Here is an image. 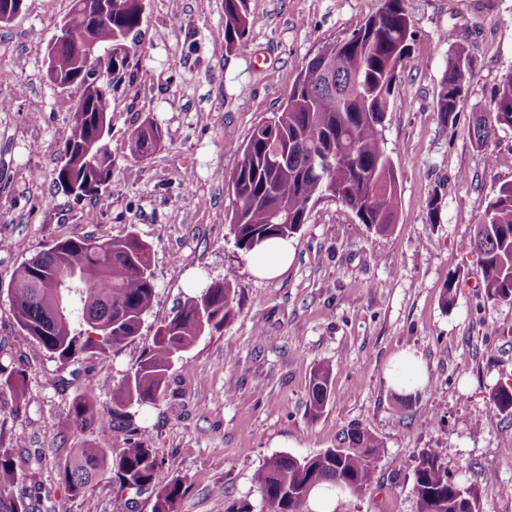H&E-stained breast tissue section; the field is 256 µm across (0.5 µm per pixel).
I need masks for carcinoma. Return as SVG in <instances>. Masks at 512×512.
<instances>
[{"instance_id":"1","label":"carcinoma","mask_w":512,"mask_h":512,"mask_svg":"<svg viewBox=\"0 0 512 512\" xmlns=\"http://www.w3.org/2000/svg\"><path fill=\"white\" fill-rule=\"evenodd\" d=\"M82 2L71 0L66 16L73 36L88 24ZM143 13L142 0H122L121 9L95 27L97 46L112 49V81L105 85L108 95L128 75L129 42L136 39ZM256 25L248 0H224L227 52L238 49ZM413 37L405 0H384L381 11L350 35L320 50L332 63L334 89L322 83L317 58L303 66L286 105L252 129L230 177L236 201L231 226L238 249L248 253L264 240L293 237L306 223L309 205L329 197L354 213L360 223L379 232L393 224L397 180L383 122ZM447 42L438 112L445 121L453 122L466 97L459 86V72L463 69L473 78L474 63L456 35L449 34ZM52 72L64 81L72 77L92 80L96 75L92 63L64 41L54 47ZM501 127L512 128L511 74L500 84L490 117L477 118L470 133L480 143ZM109 132V118L77 102L63 144L64 163L56 170L57 183L64 192L81 198L96 196L106 188L112 177V154L106 142ZM161 138V130L152 124L138 127L129 138L130 156L135 160L145 157ZM465 249L476 257V271L488 298L512 302V183L501 185L488 202ZM61 280L76 284L63 297L55 288ZM155 290L150 248L134 233L122 238L74 236L56 241L15 270L10 303L18 325L17 340L38 347L63 366L85 356L105 360L115 348L139 336ZM233 301L234 290L226 279L187 299L156 326L143 357L112 388L111 406H99L97 384L83 379V394L72 404L68 426L83 432L130 424V407L158 398L174 361L204 332L218 330L231 320ZM61 305L64 313L59 315ZM88 311L101 321L100 328L88 325ZM332 382V369L326 365L315 369L308 388L313 415L322 412ZM4 391L10 394L15 412L27 407L19 368L0 366V393ZM489 402L498 413L512 415V385L498 386ZM382 447L378 437L353 427L339 449L328 448L303 458L275 456L272 463L257 470L255 482L268 512H308L313 490L324 483L360 497ZM159 464L151 442L135 433L127 446L117 451L96 442L74 449L61 480L79 495L110 472L119 490L139 491L152 483ZM414 490L419 512H480L476 490L448 477L433 448L423 449L417 457ZM183 493L182 481L172 480L156 492L152 512H176ZM31 498L13 455L0 448V512H33Z\"/></svg>"}]
</instances>
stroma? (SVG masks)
Returning <instances> with one entry per match:
<instances>
[{
  "instance_id": "1",
  "label": "stroma",
  "mask_w": 512,
  "mask_h": 512,
  "mask_svg": "<svg viewBox=\"0 0 512 512\" xmlns=\"http://www.w3.org/2000/svg\"><path fill=\"white\" fill-rule=\"evenodd\" d=\"M384 0H249L261 23L235 52L224 48V0H144L130 76L109 99L112 179L100 196L75 199L53 177L78 87L46 74V48L70 0H24L0 24V363L20 366L29 404L13 414L0 396V432L20 436L13 452L37 512H151L153 496L119 492L109 479L72 495L60 469L87 441L124 447L123 430L66 425L80 380L36 347L17 344L8 295L15 268L73 235L136 233L151 248L156 297L137 339L107 361L85 358L101 405L140 360L154 327L186 298L230 280L234 316L205 333L170 370L165 391L131 408L162 463L156 485L181 479L177 512H268L255 483L270 458L336 447L354 425L383 443L367 492L339 494L336 512H419L416 457L435 449L448 474L475 488L482 512H512V415L494 413L491 392L512 384V303L488 298L474 256L463 250L489 200L512 183V129L479 143L469 129L490 112L512 74V0H405L415 39L384 121L398 177L395 222L381 233L332 199L310 207L293 237L295 257L279 278L254 276L231 232L229 179L255 125L287 101L302 67L350 34ZM456 31L475 64L465 103L444 124L438 93ZM163 131L149 155L132 159L130 134ZM439 198L440 223L427 203ZM455 301L442 306L449 277ZM412 350L429 382L407 403L385 372ZM322 364L334 371L322 413L308 387Z\"/></svg>"
}]
</instances>
